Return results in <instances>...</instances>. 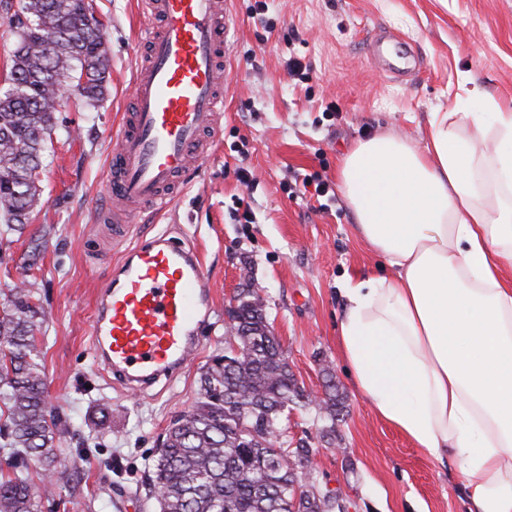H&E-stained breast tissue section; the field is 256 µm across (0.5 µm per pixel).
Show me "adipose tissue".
<instances>
[{
	"label": "adipose tissue",
	"mask_w": 512,
	"mask_h": 512,
	"mask_svg": "<svg viewBox=\"0 0 512 512\" xmlns=\"http://www.w3.org/2000/svg\"><path fill=\"white\" fill-rule=\"evenodd\" d=\"M385 272L348 279L338 345L385 422L512 512V107L435 112L426 146L381 135L339 161Z\"/></svg>",
	"instance_id": "adipose-tissue-1"
}]
</instances>
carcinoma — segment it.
I'll return each instance as SVG.
<instances>
[{
  "label": "carcinoma",
  "instance_id": "cac0c4a2",
  "mask_svg": "<svg viewBox=\"0 0 512 512\" xmlns=\"http://www.w3.org/2000/svg\"><path fill=\"white\" fill-rule=\"evenodd\" d=\"M15 29L10 88L0 93V241L22 234L42 205L39 179L53 142L56 113L73 79L77 101L97 106L108 90V47L90 0H0ZM52 40V55L43 44ZM28 288L0 303V448L9 449L0 477V512H35V498L73 481L57 443L70 425L51 405L36 333L46 314ZM229 317L239 352L211 357L200 397L168 429L148 471V495L159 512H337L336 498L316 486L310 436L284 446L281 422L306 407L256 288H241ZM325 397L315 419L322 437L336 436L343 397L324 369ZM40 470V484L31 471Z\"/></svg>",
  "mask_w": 512,
  "mask_h": 512
}]
</instances>
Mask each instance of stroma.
<instances>
[{"mask_svg": "<svg viewBox=\"0 0 512 512\" xmlns=\"http://www.w3.org/2000/svg\"><path fill=\"white\" fill-rule=\"evenodd\" d=\"M104 23L109 91L102 105H67L40 174L43 205L26 234L0 245V296L33 289L46 312L36 336L53 404L73 431L61 458L76 487L36 500L37 512H158L143 481L156 443L197 399L200 374L224 349L225 308L250 266L273 331L311 396L332 372L345 419L334 444L317 435L313 407L291 410L285 437H310L317 485L341 489L351 512H465L463 479L379 418L339 353L340 295L347 276L380 260L353 233L339 193L342 152L382 133L426 140L432 113L489 98L512 106V0H234L222 135L202 177L186 176L171 208L142 211L130 224L101 221L91 208L104 191L113 136L131 109L143 23L138 0H95ZM386 29L408 44L417 70L397 79L369 56L367 40ZM302 62L301 76L288 72ZM255 182L242 185L238 167ZM330 186L316 198L294 174ZM250 209L253 221L232 214ZM167 234L198 248L214 307L187 369L141 391L126 390L95 356L92 329L103 283L125 250Z\"/></svg>", "mask_w": 512, "mask_h": 512, "instance_id": "1", "label": "stroma"}]
</instances>
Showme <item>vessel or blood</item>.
<instances>
[{"label": "vessel or blood", "instance_id": "vessel-or-blood-1", "mask_svg": "<svg viewBox=\"0 0 512 512\" xmlns=\"http://www.w3.org/2000/svg\"><path fill=\"white\" fill-rule=\"evenodd\" d=\"M157 20L137 51L130 112L114 135L112 220L167 209L180 180L202 171L220 129L224 65L232 55L229 0H140ZM213 292L197 250L165 236L130 250L97 304L94 346L105 369L130 388L183 370L198 346Z\"/></svg>", "mask_w": 512, "mask_h": 512}]
</instances>
